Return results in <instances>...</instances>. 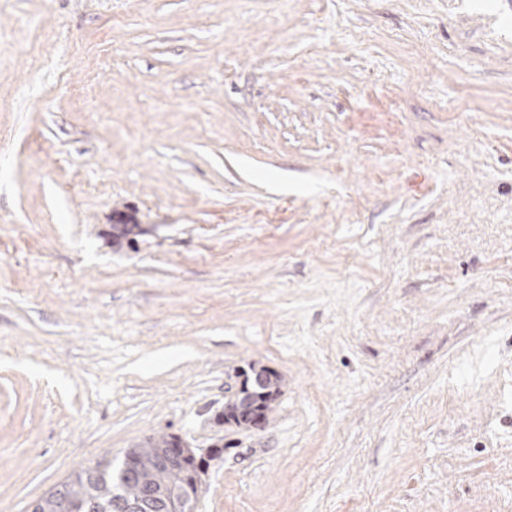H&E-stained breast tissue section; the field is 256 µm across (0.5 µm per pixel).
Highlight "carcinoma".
Listing matches in <instances>:
<instances>
[{"label":"carcinoma","mask_w":512,"mask_h":512,"mask_svg":"<svg viewBox=\"0 0 512 512\" xmlns=\"http://www.w3.org/2000/svg\"><path fill=\"white\" fill-rule=\"evenodd\" d=\"M239 387L224 401L222 422L239 428L249 427V419L243 408L249 406L268 415L281 393L282 377L265 367L249 366V371L239 373ZM170 445L166 435L150 436L139 446L130 448L124 461L118 466L103 460L92 468L71 473L59 484L62 491L51 489L34 502V512H59L57 501L68 499L69 512H123L124 505L141 498L149 487L159 491L158 505L148 512H175L181 500L192 498L191 472L174 473L157 463L159 450ZM134 464V476H129L127 463Z\"/></svg>","instance_id":"cac0c4a2"}]
</instances>
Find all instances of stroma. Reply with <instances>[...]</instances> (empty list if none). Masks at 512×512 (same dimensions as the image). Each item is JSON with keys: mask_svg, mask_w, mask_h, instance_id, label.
Here are the masks:
<instances>
[{"mask_svg": "<svg viewBox=\"0 0 512 512\" xmlns=\"http://www.w3.org/2000/svg\"><path fill=\"white\" fill-rule=\"evenodd\" d=\"M155 434L196 512H512V0H0V512ZM250 372L242 371L239 387L224 401V413L219 418L224 424H234L239 428H250V420L242 411L245 404L267 416L273 409L281 393L282 377L268 368L249 366Z\"/></svg>", "mask_w": 512, "mask_h": 512, "instance_id": "obj_1", "label": "stroma"}]
</instances>
